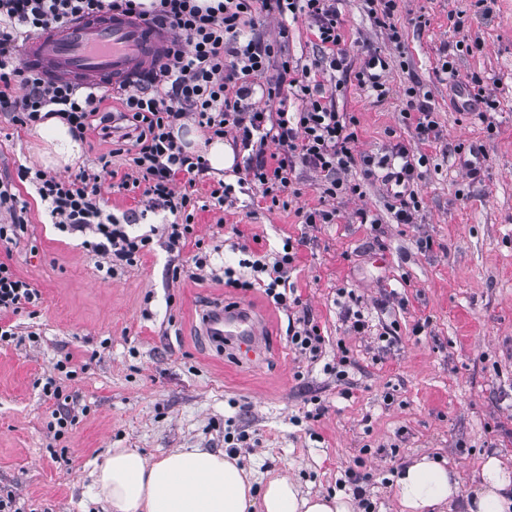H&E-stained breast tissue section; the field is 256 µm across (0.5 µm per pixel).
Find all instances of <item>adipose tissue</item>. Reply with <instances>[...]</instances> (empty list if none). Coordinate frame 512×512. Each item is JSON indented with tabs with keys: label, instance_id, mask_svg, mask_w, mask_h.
I'll list each match as a JSON object with an SVG mask.
<instances>
[{
	"label": "adipose tissue",
	"instance_id": "adipose-tissue-1",
	"mask_svg": "<svg viewBox=\"0 0 512 512\" xmlns=\"http://www.w3.org/2000/svg\"><path fill=\"white\" fill-rule=\"evenodd\" d=\"M32 151L44 167L74 165L83 145L69 126L51 117L30 131ZM103 512H355L352 497L311 493L285 476L254 493L252 475L238 458L207 448H179L152 460L134 448H116L92 473ZM399 512H448L466 496L468 512H512V468L484 457L480 482L464 492L460 474L428 455L396 472Z\"/></svg>",
	"mask_w": 512,
	"mask_h": 512
}]
</instances>
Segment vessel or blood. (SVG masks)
Instances as JSON below:
<instances>
[{
    "mask_svg": "<svg viewBox=\"0 0 512 512\" xmlns=\"http://www.w3.org/2000/svg\"><path fill=\"white\" fill-rule=\"evenodd\" d=\"M165 38L140 20L105 15L43 31L25 41L22 60L46 77L84 88L136 79L161 62ZM202 331L217 346L252 360L264 322L243 304H217L203 317Z\"/></svg>",
    "mask_w": 512,
    "mask_h": 512,
    "instance_id": "obj_1",
    "label": "vessel or blood"
}]
</instances>
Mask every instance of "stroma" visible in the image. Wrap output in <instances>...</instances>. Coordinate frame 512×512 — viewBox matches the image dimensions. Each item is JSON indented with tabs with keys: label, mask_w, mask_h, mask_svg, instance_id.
Instances as JSON below:
<instances>
[{
	"label": "stroma",
	"mask_w": 512,
	"mask_h": 512,
	"mask_svg": "<svg viewBox=\"0 0 512 512\" xmlns=\"http://www.w3.org/2000/svg\"><path fill=\"white\" fill-rule=\"evenodd\" d=\"M336 8L350 56L332 96L337 111L356 117L360 151L378 158L401 142L431 157L416 224H393L392 198L371 179L362 195L336 200L335 223L308 227L297 210L320 198L306 171L292 206H254L251 190L236 185L249 161L237 145L232 169L207 171L196 184L202 197L220 179L235 187L223 208L199 213L201 246L171 252L154 241L137 266L107 278L79 238L57 235L32 188L20 184L30 237L0 248V259L43 297L35 314L13 316L18 341L0 346V490L15 492L22 512H99L91 473L115 448L152 458L221 450L239 457L256 483L286 476L313 493L351 494L345 473L353 469L368 474L375 512H398L394 475L415 456L447 461L467 490L483 457L512 466V0H492L483 15L472 0H401L397 44L371 23L363 0H337ZM369 51L390 64L380 103L353 76ZM449 58L453 80L440 70ZM474 74L496 102L483 121L468 106ZM414 84L436 112L441 137L431 146L403 117L404 90ZM29 144L27 130L0 116V176L36 166ZM469 145L482 152L475 176L459 153ZM361 210L380 219L378 233L359 223ZM239 231L268 252L285 238L299 241L290 285L327 354L340 340L351 348L347 381L299 361L285 312L262 290L243 294L221 282L225 261L241 257L231 247ZM425 236L431 245L419 248ZM199 249L210 255L201 269L192 261ZM340 287L366 303L369 336L348 332ZM216 298L246 299L265 315L263 360L241 364L204 346L198 313ZM421 321L424 331L414 333ZM389 326L396 332L378 349L372 337ZM49 378L59 398L44 396ZM59 410L75 420L58 435L49 424Z\"/></svg>",
	"instance_id": "stroma-1"
}]
</instances>
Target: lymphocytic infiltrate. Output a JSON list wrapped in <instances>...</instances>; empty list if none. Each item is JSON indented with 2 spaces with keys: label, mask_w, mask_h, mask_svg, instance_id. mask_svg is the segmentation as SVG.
<instances>
[{
  "label": "lymphocytic infiltrate",
  "mask_w": 512,
  "mask_h": 512,
  "mask_svg": "<svg viewBox=\"0 0 512 512\" xmlns=\"http://www.w3.org/2000/svg\"><path fill=\"white\" fill-rule=\"evenodd\" d=\"M107 12L136 15L170 31L167 59L147 86L81 91L46 80L22 63L20 47L30 35ZM260 15L280 20L304 17L328 52L330 70L342 67L345 52L340 48L336 0H217L206 6L198 0H153L148 8L140 0H0V113L22 128L55 116L75 137L96 131L111 143L108 152L65 178L22 166L17 180L0 179V244H17L29 236L27 206L17 192L18 182L26 181L53 228L80 238L106 276L137 266L153 236L130 232L137 211L118 217L104 208L100 181L116 176L120 188L141 190L145 210L163 211L162 236L170 249L182 248L194 234L200 209L193 188L208 170L204 156L186 151L174 135L175 128L188 120L207 139L229 137L251 150L243 181L271 205H279L296 169L314 173L322 205L302 211L303 221L335 223L332 201L359 195L361 186L349 174L359 167L365 176H374V159L358 148L356 118L336 111L311 68L291 64L287 27H280L274 41L255 33ZM272 68L277 71L275 81L258 88V77ZM18 84L24 89L20 96L14 93ZM112 99L120 103L113 113L103 108ZM291 100L298 103L292 112L287 109ZM118 156L127 157L130 166L121 176L112 166ZM383 161L408 186L405 197L392 208L393 221L414 224L420 204L415 184L423 160L399 142ZM238 249L243 258L237 267H225V287L248 291L260 286L283 310L299 305V297L288 293V273L298 258L291 240L270 254L244 243ZM41 302L40 290L0 260V314H16Z\"/></svg>",
  "instance_id": "1"
}]
</instances>
